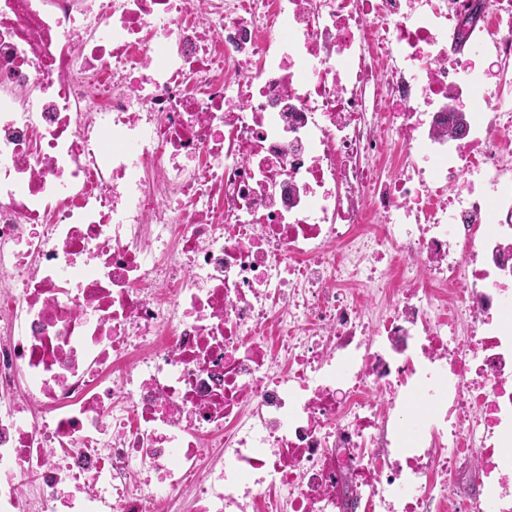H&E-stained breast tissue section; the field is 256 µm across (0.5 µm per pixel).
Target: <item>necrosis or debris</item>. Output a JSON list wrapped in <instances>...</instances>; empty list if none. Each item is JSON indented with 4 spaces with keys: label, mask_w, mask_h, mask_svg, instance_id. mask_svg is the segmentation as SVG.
Segmentation results:
<instances>
[{
    "label": "necrosis or debris",
    "mask_w": 512,
    "mask_h": 512,
    "mask_svg": "<svg viewBox=\"0 0 512 512\" xmlns=\"http://www.w3.org/2000/svg\"><path fill=\"white\" fill-rule=\"evenodd\" d=\"M0 512H512V0H0Z\"/></svg>",
    "instance_id": "necrosis-or-debris-1"
}]
</instances>
